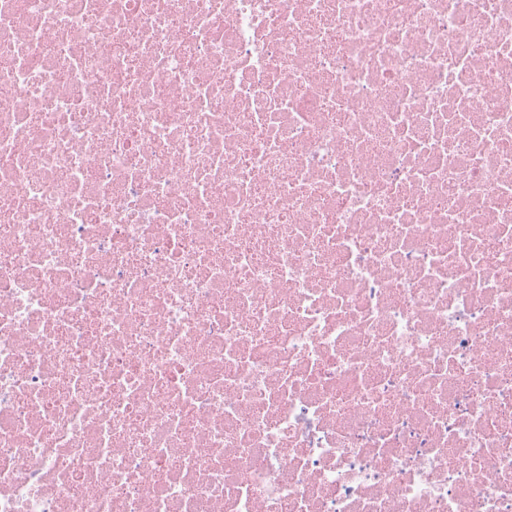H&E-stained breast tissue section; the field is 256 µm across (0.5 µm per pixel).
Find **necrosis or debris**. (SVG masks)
<instances>
[{
  "label": "necrosis or debris",
  "instance_id": "obj_1",
  "mask_svg": "<svg viewBox=\"0 0 512 512\" xmlns=\"http://www.w3.org/2000/svg\"><path fill=\"white\" fill-rule=\"evenodd\" d=\"M0 512H512V0H0Z\"/></svg>",
  "mask_w": 512,
  "mask_h": 512
}]
</instances>
